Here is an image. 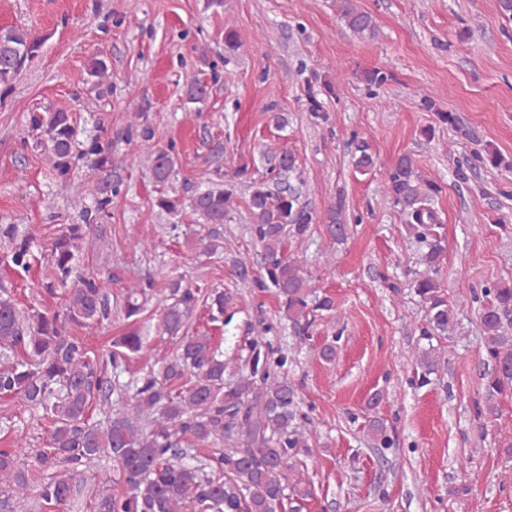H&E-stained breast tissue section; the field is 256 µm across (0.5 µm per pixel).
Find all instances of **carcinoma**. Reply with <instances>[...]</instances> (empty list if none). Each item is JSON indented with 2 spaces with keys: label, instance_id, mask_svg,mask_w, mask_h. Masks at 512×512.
Listing matches in <instances>:
<instances>
[{
  "label": "carcinoma",
  "instance_id": "carcinoma-1",
  "mask_svg": "<svg viewBox=\"0 0 512 512\" xmlns=\"http://www.w3.org/2000/svg\"><path fill=\"white\" fill-rule=\"evenodd\" d=\"M340 16L346 27L359 37L376 30L371 13L356 0H341ZM41 47L38 38L22 27L0 28V86L9 87ZM367 88L379 89L389 81L381 69L364 72ZM208 94L200 79L191 80L186 99L202 102ZM421 107L433 112L438 121L470 138L457 124L456 116L441 111L433 97L424 95ZM142 114L131 116L126 127L127 144L148 142L153 130L141 122ZM34 130L44 134L48 162L60 178H66L75 162L106 171L112 168V147L93 140H77L74 113L44 112L32 115ZM277 164L270 169L279 181L296 168L294 156L271 147ZM356 172L369 174L376 158L364 144L357 145ZM174 146L158 148L146 158L155 184L160 186L155 205L169 215L180 214V200L167 195L175 168ZM476 160L494 168L512 166L498 152L486 149ZM250 182L247 200L248 231L261 247V271L249 272L248 259L234 260L239 278L249 287L273 292L282 319L299 327L305 336L315 311L334 310L332 300L317 295L303 261L288 252V238L305 235L315 223L313 212L290 188L271 189L249 181L248 166L235 168L232 179L216 178L197 190L189 207L203 220L205 234L197 243L212 254L223 247L224 223L234 210L236 185ZM383 195L404 217L411 239L422 245L419 269L412 287L427 308L422 335L446 336L454 327L457 312L465 307L461 299L450 300L439 274L444 252L436 231L441 220L434 207L442 187L422 176L414 158L403 153L387 167L381 185ZM123 192V180L106 186V196L96 198L94 210L86 211L84 223L68 224L49 246L53 274L45 292L55 295L66 289L65 302L57 311L20 308L11 297L0 296V398L15 396L40 409L51 420L47 447L24 451L23 440L16 447L0 449V512H14L15 506L34 496L47 505L73 504L83 494L93 497L95 512H300L311 495L298 449L308 447L316 437L312 421L300 413L298 387L285 374L288 353L274 346L269 337L276 326L262 322L250 327L249 356L233 371L236 378L225 380L228 363L224 352L206 333H188V323L201 301V289L180 278L154 288L149 278L133 282L124 293L123 313L139 321L147 304L155 301L158 312L155 329L178 342L176 351L129 381L120 380L126 362L147 343L144 331L134 327L116 337L112 349L97 355L88 350L76 328H86L110 318L112 306L103 276H80L74 260L98 214ZM326 231L338 243L350 232L342 202L326 216ZM0 239L8 242V263L26 271L34 254L31 239L19 238L11 224L0 225ZM480 322L487 370L482 380V401L477 416L485 423L500 417V397L512 392V286L495 285L484 290ZM210 319L227 326L233 297L214 290L208 297ZM442 354L431 346L415 355L418 382L425 384L438 371ZM99 408L104 420H92ZM210 447L201 459L198 446ZM118 467L117 482L123 490L114 494L107 488L91 490L86 474L103 459Z\"/></svg>",
  "mask_w": 512,
  "mask_h": 512
}]
</instances>
